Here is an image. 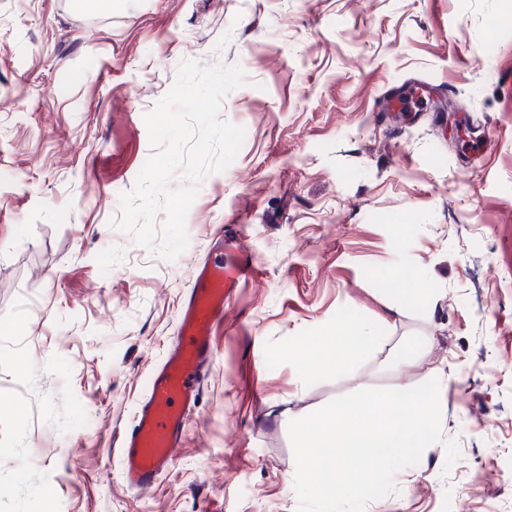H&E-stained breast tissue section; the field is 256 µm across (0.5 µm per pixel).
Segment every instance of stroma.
Returning <instances> with one entry per match:
<instances>
[{
    "instance_id": "stroma-1",
    "label": "stroma",
    "mask_w": 512,
    "mask_h": 512,
    "mask_svg": "<svg viewBox=\"0 0 512 512\" xmlns=\"http://www.w3.org/2000/svg\"><path fill=\"white\" fill-rule=\"evenodd\" d=\"M185 59L243 67L220 117L245 140L171 261L117 224ZM409 79L449 85L452 120L373 121ZM220 224L263 285L226 303L181 455L134 495L114 437ZM340 322L373 342L306 372ZM432 378L441 439L366 512H512V0H0V512H297L291 420Z\"/></svg>"
}]
</instances>
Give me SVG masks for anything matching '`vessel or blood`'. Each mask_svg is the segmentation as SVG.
Returning <instances> with one entry per match:
<instances>
[{"label":"vessel or blood","instance_id":"vessel-or-blood-1","mask_svg":"<svg viewBox=\"0 0 512 512\" xmlns=\"http://www.w3.org/2000/svg\"><path fill=\"white\" fill-rule=\"evenodd\" d=\"M445 95L438 83H396L382 93L380 109L423 115L433 112ZM213 241L211 256L189 269L190 288L179 308L177 337L151 371L145 396L119 433L122 482L136 493L155 486L183 447L190 415L217 356L224 303L242 281L259 275L252 259L238 251L235 237L220 234Z\"/></svg>","mask_w":512,"mask_h":512}]
</instances>
